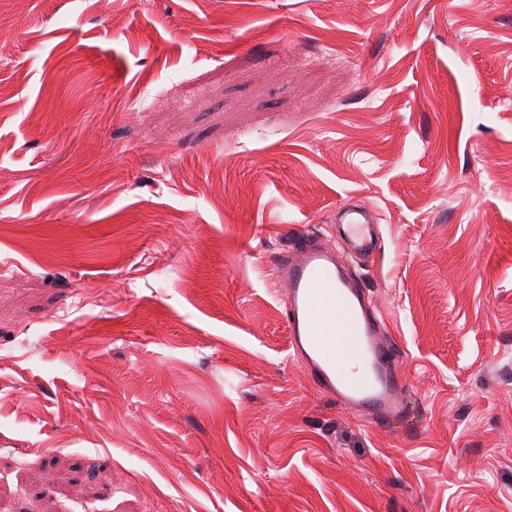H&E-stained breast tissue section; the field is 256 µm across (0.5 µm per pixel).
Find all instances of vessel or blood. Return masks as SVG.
Wrapping results in <instances>:
<instances>
[{"label":"vessel or blood","instance_id":"1","mask_svg":"<svg viewBox=\"0 0 512 512\" xmlns=\"http://www.w3.org/2000/svg\"><path fill=\"white\" fill-rule=\"evenodd\" d=\"M338 232L350 253H373L379 227L371 213L341 204ZM273 272L285 299V318L293 354L314 388L346 410L384 426L409 421L412 408L402 371L400 346L387 335L369 290L345 260L317 240L306 238L282 251ZM324 320H314L316 305ZM359 363L357 375L343 369L340 354Z\"/></svg>","mask_w":512,"mask_h":512}]
</instances>
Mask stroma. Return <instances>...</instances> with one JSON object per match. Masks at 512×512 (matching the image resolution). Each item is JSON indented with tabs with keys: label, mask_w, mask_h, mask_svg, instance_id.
<instances>
[{
	"label": "stroma",
	"mask_w": 512,
	"mask_h": 512,
	"mask_svg": "<svg viewBox=\"0 0 512 512\" xmlns=\"http://www.w3.org/2000/svg\"><path fill=\"white\" fill-rule=\"evenodd\" d=\"M0 505L512 512V0H0ZM408 430L290 355L335 251ZM340 216L337 229L347 243L350 254L366 255L377 249L379 226L372 224L371 213L350 203H343L336 209Z\"/></svg>",
	"instance_id": "stroma-1"
}]
</instances>
